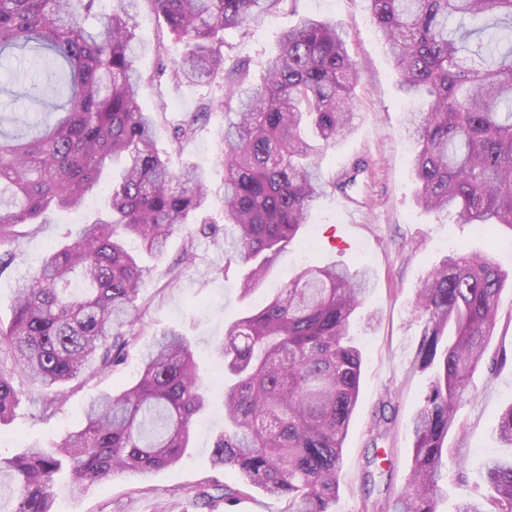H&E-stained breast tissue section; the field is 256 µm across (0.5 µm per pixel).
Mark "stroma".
<instances>
[{
	"instance_id": "stroma-1",
	"label": "stroma",
	"mask_w": 512,
	"mask_h": 512,
	"mask_svg": "<svg viewBox=\"0 0 512 512\" xmlns=\"http://www.w3.org/2000/svg\"><path fill=\"white\" fill-rule=\"evenodd\" d=\"M306 16L330 21L344 32L360 74L354 130L323 153L319 171L332 183L361 160L366 172L350 196L331 191L315 204L296 239L278 253L264 285L246 298L240 295L241 269L225 276L220 273L223 246L203 235L199 225L177 228L167 253L145 260L151 272L137 300L138 334L123 364L70 383L55 414H44L36 386L17 378L19 404L13 419L0 423V452L7 455L61 443L93 398L137 380L141 351L164 331L174 330L190 339L200 371L213 388L212 403L194 424L193 444L180 463L147 474L124 472L84 489L58 479L56 512H285L284 500L258 490L240 497L234 506L224 504L221 487H237L239 478L235 470H216L210 462L214 439L224 428V367L215 347L228 324L260 307L272 287L287 282L306 263L365 266L373 277L362 309L364 321L355 329L363 359L359 397L332 512H356L368 472L373 475V497L392 499L403 490L412 458L413 419L434 380L433 370L415 363L423 331L416 309L419 290L434 266L462 247L492 254L505 269H512V233L502 230L492 239L460 223L456 214H431L418 206L411 166L414 147L401 133L408 103L399 92L392 57L371 24L368 0H287L277 13L251 24L248 34L226 30L223 50L249 60L248 79L259 81L276 34ZM135 33L147 48L139 60L143 71L158 66L152 52L157 42L166 44L171 60L184 50L148 8H140ZM220 93L216 86L177 84L166 77L148 88L140 107L147 112L165 109L158 118V149L167 148L174 125L196 111L203 98ZM223 133L224 113L217 109L199 124L181 158L174 161L175 166L194 164L209 173L207 216L218 223L223 220L224 168L219 160ZM105 198V193H97L81 212H62L50 223L24 226L12 263L0 268V320L11 318L18 280L39 264L50 247L76 236ZM188 246L194 259L186 266L179 258ZM501 350L507 352L508 362L495 369L479 368L474 390L459 411L461 429L448 437V484L438 499V512H453L458 500L486 495L485 463L512 456V447L495 434L501 412L512 404V288L500 297L489 346L490 353ZM384 416L390 424L381 436L377 425Z\"/></svg>"
}]
</instances>
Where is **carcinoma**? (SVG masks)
I'll use <instances>...</instances> for the list:
<instances>
[{"label": "carcinoma", "instance_id": "carcinoma-1", "mask_svg": "<svg viewBox=\"0 0 512 512\" xmlns=\"http://www.w3.org/2000/svg\"><path fill=\"white\" fill-rule=\"evenodd\" d=\"M287 0H0V59L16 60L13 95L48 105L43 125L0 128V264L14 256L20 227L77 211L112 178L105 207L76 240L53 247L16 288L12 318L0 324V422L18 403L20 374L62 402V386L119 365L134 335L148 269L176 227L209 205L208 173L174 167L208 112L224 108V269H245L241 295L265 279L278 252L308 223L327 191L318 156L352 130L359 74L336 25L304 18L276 36L262 78L246 88L249 62L224 56L220 34L281 9ZM406 98L428 107L409 113L406 137L417 203L454 211L491 235L512 231V0H368ZM146 5L185 45L171 77L224 82L176 125L160 155L156 115L138 104L165 75L138 66L135 11ZM356 162L332 189L348 193ZM134 238L139 251L127 246ZM512 275L486 253L459 251L428 275L417 310L424 329L417 357L435 370L413 424V457L395 503L358 512H436L448 480L445 444L459 421ZM365 267L302 268L258 310L230 324L216 353L224 363V432L216 469L239 475L224 499L253 489L288 502L286 512H332L343 448L356 407L362 355L351 329L369 291ZM210 405L209 388L188 338L166 333L141 357L133 385L89 403L59 444L0 453V512H55L58 476L87 487L123 472L148 473L184 457L193 419ZM512 447V405L496 424ZM489 494L455 512H512V460L486 464Z\"/></svg>", "mask_w": 512, "mask_h": 512}]
</instances>
